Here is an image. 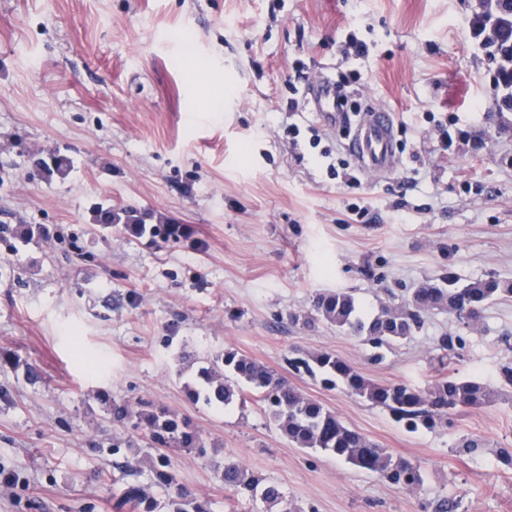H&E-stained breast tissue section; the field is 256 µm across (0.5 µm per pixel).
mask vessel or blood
I'll return each instance as SVG.
<instances>
[{
    "label": "vessel or blood",
    "instance_id": "vessel-or-blood-1",
    "mask_svg": "<svg viewBox=\"0 0 512 512\" xmlns=\"http://www.w3.org/2000/svg\"><path fill=\"white\" fill-rule=\"evenodd\" d=\"M305 98L313 112L326 122L333 124L343 119L345 108L339 100L335 82L329 77L319 76L308 85ZM394 132V116L388 109L370 107L359 114L348 147L363 172L383 175L399 166Z\"/></svg>",
    "mask_w": 512,
    "mask_h": 512
}]
</instances>
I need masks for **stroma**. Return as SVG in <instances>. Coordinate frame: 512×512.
I'll return each mask as SVG.
<instances>
[{
	"label": "stroma",
	"instance_id": "1",
	"mask_svg": "<svg viewBox=\"0 0 512 512\" xmlns=\"http://www.w3.org/2000/svg\"><path fill=\"white\" fill-rule=\"evenodd\" d=\"M477 0H0V224L51 237L0 242V512H119L128 470L154 492L140 431L112 425L101 392L196 424L205 454L178 450L179 487L225 512V461L317 512H512V298L479 324L423 314L382 351L322 320L316 293L347 291L365 316L412 288L492 275L512 281V110L472 25ZM355 33L367 57L347 64ZM206 60L188 68L193 48ZM360 72L358 106L394 115L400 168L360 172L348 126L310 112L306 77ZM212 111H201L202 102ZM298 125L297 142L285 132ZM72 159L63 178L36 163ZM183 225L167 243L97 233L98 207ZM363 207V215L352 207ZM300 322H291V315ZM464 339L448 369L499 400L406 431L383 409L295 373L293 349L336 354L377 383L439 377L435 341ZM253 358L396 458L420 485L297 448L253 402L187 399L198 358ZM36 367L29 381L25 365ZM479 437L484 452H459ZM128 442L116 468L113 440ZM2 234H10L15 240L28 243L35 235L47 237L49 232L44 225L19 224L11 227L10 224H0V239Z\"/></svg>",
	"mask_w": 512,
	"mask_h": 512
}]
</instances>
